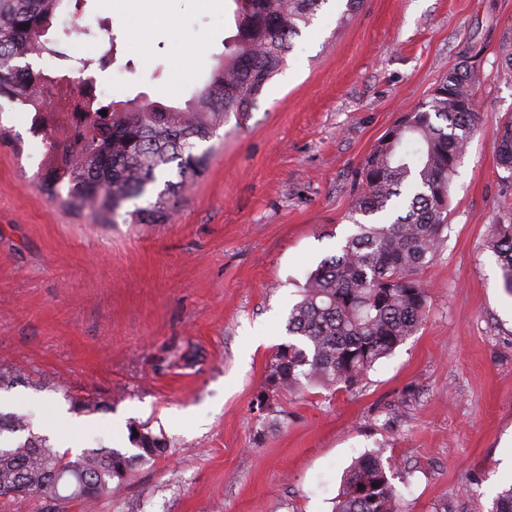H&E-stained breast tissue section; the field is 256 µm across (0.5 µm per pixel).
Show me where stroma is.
<instances>
[{
	"label": "stroma",
	"instance_id": "obj_1",
	"mask_svg": "<svg viewBox=\"0 0 512 512\" xmlns=\"http://www.w3.org/2000/svg\"><path fill=\"white\" fill-rule=\"evenodd\" d=\"M132 2L67 0L48 36L108 56L92 73L109 100L185 108L236 32L233 0H157L179 43L152 24L133 39ZM340 12L329 0L246 118L206 141V171L161 224H101L51 200L30 114L0 98V364L29 377L0 390V409L39 429L75 421L67 394L97 395L108 408L72 433L77 446L115 445L132 423L169 445L95 512H332L344 470L369 453L400 512H491L512 484V295L486 246L512 210L495 143L512 118L500 59L512 0H364L343 25ZM468 58L484 121L450 184L447 238L420 273L423 324L354 387L259 407L289 305L354 230L362 160ZM45 377L56 388L37 389Z\"/></svg>",
	"mask_w": 512,
	"mask_h": 512
}]
</instances>
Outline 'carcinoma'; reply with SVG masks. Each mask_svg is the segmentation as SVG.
<instances>
[{"mask_svg": "<svg viewBox=\"0 0 512 512\" xmlns=\"http://www.w3.org/2000/svg\"><path fill=\"white\" fill-rule=\"evenodd\" d=\"M64 0H0V97L46 112L36 87L50 71L16 60L32 53L55 57L46 38ZM328 0H233L236 34L209 82L184 109L137 98L122 104L85 99L86 122L77 139L64 125L46 138L52 166L42 174L46 193L71 209L111 222L123 204L143 196L176 164L178 181H165L154 202L127 212L132 224L164 221L181 191L204 171L209 151L195 153L230 116L244 118L279 74L291 40L309 27ZM474 67L448 72L387 129L363 159L347 219L357 227L308 273L300 299L288 309L290 339L280 344L265 376L268 392L304 383L354 386L380 359L422 324L428 289L418 272L438 254L448 228V190L479 127L472 91ZM107 111V115L100 111ZM497 161L512 186V118L497 138ZM66 193H61L62 188ZM488 247L512 291V213L496 217ZM76 413L106 410L103 401L68 396ZM0 488L7 498L49 495L63 506H90L122 491L136 468L167 454V442L147 423L128 427V448L61 451L32 430L28 417L0 411ZM334 512H398V494L382 460L368 454L345 473Z\"/></svg>", "mask_w": 512, "mask_h": 512, "instance_id": "cac0c4a2", "label": "carcinoma"}]
</instances>
